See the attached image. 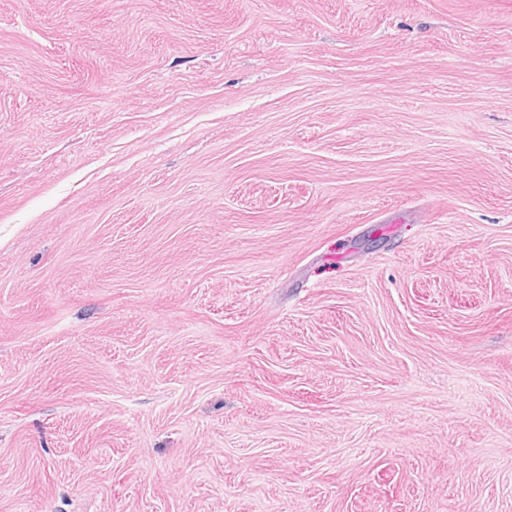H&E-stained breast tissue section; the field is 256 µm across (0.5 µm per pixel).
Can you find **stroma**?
Returning a JSON list of instances; mask_svg holds the SVG:
<instances>
[{"label": "stroma", "instance_id": "35a3bbf8", "mask_svg": "<svg viewBox=\"0 0 512 512\" xmlns=\"http://www.w3.org/2000/svg\"><path fill=\"white\" fill-rule=\"evenodd\" d=\"M0 512H512V0H0Z\"/></svg>", "mask_w": 512, "mask_h": 512}]
</instances>
